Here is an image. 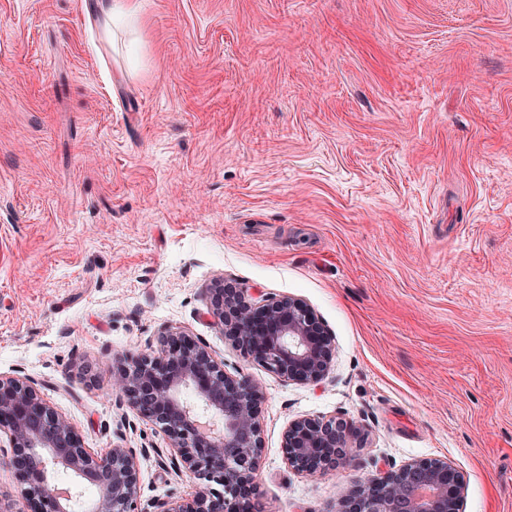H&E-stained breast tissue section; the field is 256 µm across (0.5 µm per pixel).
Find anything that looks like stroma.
<instances>
[{"label": "stroma", "instance_id": "35a3bbf8", "mask_svg": "<svg viewBox=\"0 0 512 512\" xmlns=\"http://www.w3.org/2000/svg\"><path fill=\"white\" fill-rule=\"evenodd\" d=\"M218 278L304 301L325 378L245 358ZM169 327L262 388L256 512L424 458L512 512V0H0V373L137 449L141 512L198 488L112 382ZM300 418L355 427V468L289 467ZM96 6L108 20L115 22H135L138 19L139 5L137 0H97Z\"/></svg>", "mask_w": 512, "mask_h": 512}]
</instances>
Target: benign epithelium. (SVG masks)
I'll use <instances>...</instances> for the list:
<instances>
[{
	"label": "benign epithelium",
	"mask_w": 512,
	"mask_h": 512,
	"mask_svg": "<svg viewBox=\"0 0 512 512\" xmlns=\"http://www.w3.org/2000/svg\"><path fill=\"white\" fill-rule=\"evenodd\" d=\"M209 314L241 353L301 384L326 375L332 338L314 312L293 298L256 305L214 281L204 290ZM114 382L138 415L159 425L170 463L202 487L194 497L164 500L156 512H253L262 440L263 395L248 376L230 374L198 340L179 329L160 334L157 355L126 360ZM190 390L201 407L183 398ZM354 431L334 419H298L288 425L285 459L314 476L352 465ZM0 452L22 486L27 512H70L73 492L50 481L63 470L98 490L90 512H141L138 468L131 448L105 453L84 446L75 426L44 399L37 382L0 374ZM463 478L446 460H415L378 478L357 479L336 512H459Z\"/></svg>",
	"instance_id": "1"
}]
</instances>
